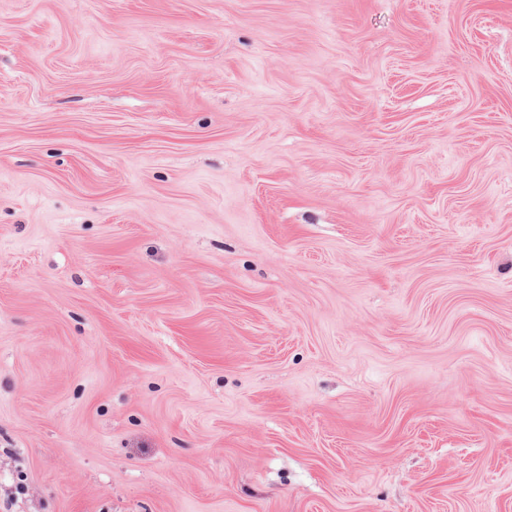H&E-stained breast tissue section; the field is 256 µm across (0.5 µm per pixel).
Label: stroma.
<instances>
[{"mask_svg":"<svg viewBox=\"0 0 512 512\" xmlns=\"http://www.w3.org/2000/svg\"><path fill=\"white\" fill-rule=\"evenodd\" d=\"M0 512H512V0H0Z\"/></svg>","mask_w":512,"mask_h":512,"instance_id":"obj_1","label":"stroma"}]
</instances>
